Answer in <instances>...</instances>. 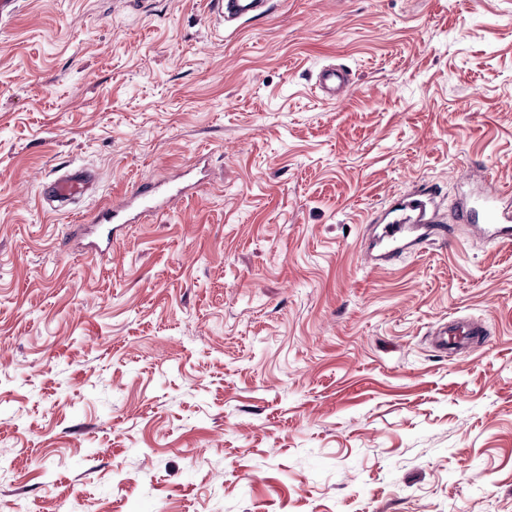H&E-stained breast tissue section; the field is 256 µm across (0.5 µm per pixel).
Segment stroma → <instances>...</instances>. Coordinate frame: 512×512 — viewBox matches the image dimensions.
<instances>
[{
    "label": "stroma",
    "mask_w": 512,
    "mask_h": 512,
    "mask_svg": "<svg viewBox=\"0 0 512 512\" xmlns=\"http://www.w3.org/2000/svg\"><path fill=\"white\" fill-rule=\"evenodd\" d=\"M271 2L0 18V512H512V246L363 257L415 187L512 206V0ZM72 169L95 193L38 208ZM181 171L107 255L70 241ZM460 317L484 340L437 350ZM268 0H210V10L219 25L236 24L242 19L257 16L267 11ZM351 74L347 69L335 64L326 65L320 69L315 81V88L321 96L333 100L345 91L351 84ZM161 206V196L157 187L148 183H140L124 195L118 203L97 210L95 222L109 223L116 219L121 212L135 208L141 211H153Z\"/></svg>",
    "instance_id": "1"
}]
</instances>
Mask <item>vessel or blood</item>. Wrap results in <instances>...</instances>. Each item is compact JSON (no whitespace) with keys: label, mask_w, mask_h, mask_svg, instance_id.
<instances>
[{"label":"vessel or blood","mask_w":512,"mask_h":512,"mask_svg":"<svg viewBox=\"0 0 512 512\" xmlns=\"http://www.w3.org/2000/svg\"><path fill=\"white\" fill-rule=\"evenodd\" d=\"M267 4L268 0H209L212 14L223 26L263 14L267 10ZM350 84L349 71L333 64L321 68L315 81V87L321 96L329 100L335 99ZM88 187L87 175L75 172L51 180L40 191L38 198L45 206L54 202L65 204L83 196ZM434 197L431 189L421 188L402 200L401 216L386 225L379 237L377 259L387 262L398 253L422 248L431 236L446 235L448 226L452 223H470L471 232L475 237L499 246L512 245V213L498 208L496 193L484 195L483 221L479 224L474 223L473 211L468 207L456 210L449 224L439 223ZM160 206L161 197L156 187L142 183L126 193L120 202L99 209L96 220L101 224L108 223L116 219L121 212L132 208L153 211ZM436 333V347L454 354L469 347L471 341L479 336L480 327L475 322L460 323L452 319L441 324Z\"/></svg>","instance_id":"1"}]
</instances>
